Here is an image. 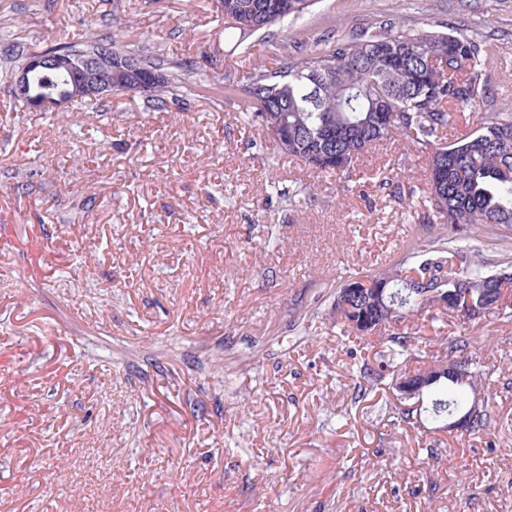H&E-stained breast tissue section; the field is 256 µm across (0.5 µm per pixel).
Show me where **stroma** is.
Returning <instances> with one entry per match:
<instances>
[{
    "mask_svg": "<svg viewBox=\"0 0 512 512\" xmlns=\"http://www.w3.org/2000/svg\"><path fill=\"white\" fill-rule=\"evenodd\" d=\"M381 21L482 25L485 98L447 138L512 108V0H317L243 38L217 0H0V57L110 32L215 75L151 110L35 112L0 83V512H512V313L408 319L425 346L393 363L334 310L429 241L510 272L512 238L440 223L410 141L318 176L224 92L277 45ZM460 334L487 430L401 422L393 375Z\"/></svg>",
    "mask_w": 512,
    "mask_h": 512,
    "instance_id": "obj_1",
    "label": "stroma"
}]
</instances>
